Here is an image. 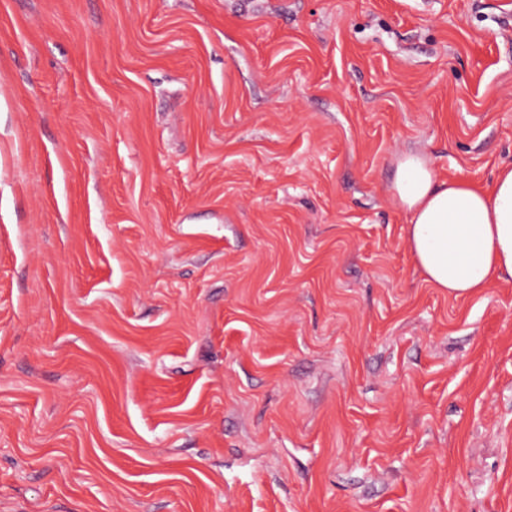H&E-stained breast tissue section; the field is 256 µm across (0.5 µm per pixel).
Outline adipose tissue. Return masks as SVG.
<instances>
[{
  "instance_id": "adipose-tissue-1",
  "label": "adipose tissue",
  "mask_w": 512,
  "mask_h": 512,
  "mask_svg": "<svg viewBox=\"0 0 512 512\" xmlns=\"http://www.w3.org/2000/svg\"><path fill=\"white\" fill-rule=\"evenodd\" d=\"M392 189L411 215L407 240L425 282L460 297L512 278V168L485 191L439 180L425 158L408 154Z\"/></svg>"
}]
</instances>
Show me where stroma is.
Returning <instances> with one entry per match:
<instances>
[{
  "instance_id": "35a3bbf8",
  "label": "stroma",
  "mask_w": 512,
  "mask_h": 512,
  "mask_svg": "<svg viewBox=\"0 0 512 512\" xmlns=\"http://www.w3.org/2000/svg\"><path fill=\"white\" fill-rule=\"evenodd\" d=\"M408 153L512 167V0H0V512H512Z\"/></svg>"
}]
</instances>
